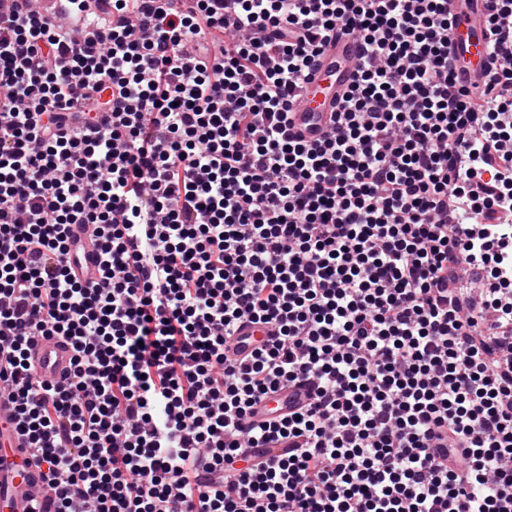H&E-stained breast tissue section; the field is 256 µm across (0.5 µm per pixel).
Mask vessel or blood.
<instances>
[{
  "label": "vessel or blood",
  "instance_id": "b4317fda",
  "mask_svg": "<svg viewBox=\"0 0 512 512\" xmlns=\"http://www.w3.org/2000/svg\"><path fill=\"white\" fill-rule=\"evenodd\" d=\"M449 8L453 16L452 47L460 63L458 81L463 85L481 82L492 54L485 0H450ZM361 53L356 36L329 41L298 90L288 125L291 135L310 143L324 137L333 125L337 100L349 85ZM267 334L265 326L246 322L237 330L233 344L248 352ZM32 355L38 379L59 381L70 371L71 354L60 337L42 338ZM13 414L12 403L0 392V512H28L31 499L50 501L55 492L43 481L44 465L30 460L25 437L11 429Z\"/></svg>",
  "mask_w": 512,
  "mask_h": 512
}]
</instances>
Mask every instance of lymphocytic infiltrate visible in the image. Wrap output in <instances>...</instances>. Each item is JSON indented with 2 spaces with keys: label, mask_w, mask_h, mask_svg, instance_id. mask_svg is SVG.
Segmentation results:
<instances>
[{
  "label": "lymphocytic infiltrate",
  "mask_w": 512,
  "mask_h": 512,
  "mask_svg": "<svg viewBox=\"0 0 512 512\" xmlns=\"http://www.w3.org/2000/svg\"><path fill=\"white\" fill-rule=\"evenodd\" d=\"M451 27L448 0H8L0 382L57 488L35 512H512V27L468 88ZM333 33L366 54L308 144ZM246 319L272 336L236 358ZM362 45L354 35L331 38L303 79L290 115L288 132L309 143L321 140L332 127L336 103L351 82ZM58 336H46L33 349L34 374L40 380L60 381L70 371V351ZM290 398L291 397H288V389L279 391L277 394L269 397L256 406V413L252 419L254 421H261L268 417H272L273 415L287 413L288 400ZM270 409H275L276 413L267 415Z\"/></svg>",
  "instance_id": "1"
}]
</instances>
